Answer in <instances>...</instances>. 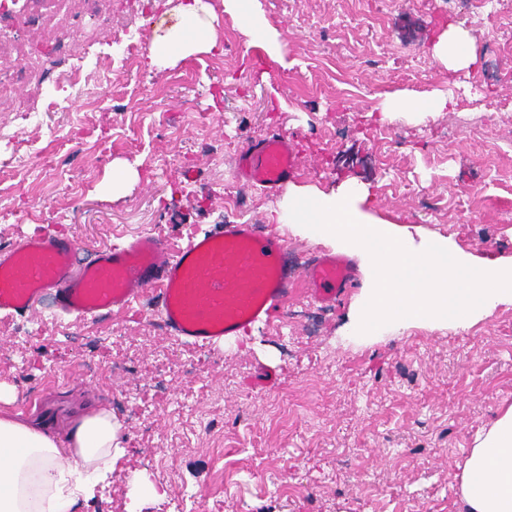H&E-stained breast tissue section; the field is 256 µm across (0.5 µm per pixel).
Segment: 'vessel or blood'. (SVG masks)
<instances>
[{"instance_id": "obj_1", "label": "vessel or blood", "mask_w": 512, "mask_h": 512, "mask_svg": "<svg viewBox=\"0 0 512 512\" xmlns=\"http://www.w3.org/2000/svg\"><path fill=\"white\" fill-rule=\"evenodd\" d=\"M299 173L297 146L280 134L248 144L234 159L237 180L270 193ZM294 275L281 237L252 224L219 225L173 255L146 233L85 261L73 242L43 235L0 251V312L31 315L49 298L59 313L96 316L151 293L171 334L213 346L270 323L294 291L332 305L359 285L352 260L327 250L314 254L302 280Z\"/></svg>"}]
</instances>
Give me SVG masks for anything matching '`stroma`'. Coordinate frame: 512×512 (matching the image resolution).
<instances>
[{
	"instance_id": "35a3bbf8",
	"label": "stroma",
	"mask_w": 512,
	"mask_h": 512,
	"mask_svg": "<svg viewBox=\"0 0 512 512\" xmlns=\"http://www.w3.org/2000/svg\"><path fill=\"white\" fill-rule=\"evenodd\" d=\"M222 50L165 70L146 63L168 0H110L45 41L40 64L68 54L114 69L94 111L0 114V243L51 230L82 255L142 233L177 249L192 233L254 223L287 240L296 267L333 240L273 224L284 192L237 181L234 155L277 132L311 156L293 187L367 186L362 208L415 247L445 242L477 263L512 264V0H256L290 66L257 67L222 0ZM457 24L474 68L432 55ZM451 92L449 111L397 112L390 94ZM66 138L51 144V128ZM38 157L42 192L11 168ZM133 180L119 179L123 170ZM337 307L294 295L273 325L212 348L168 333L148 300L97 319L0 314V386L10 411L66 438L110 409L125 450L77 512H461L454 476L477 431L512 404V300L463 328L390 323L358 333L363 284ZM273 368L272 388H252ZM145 478L161 498L138 495Z\"/></svg>"
}]
</instances>
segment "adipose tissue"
<instances>
[{"label":"adipose tissue","instance_id":"1","mask_svg":"<svg viewBox=\"0 0 512 512\" xmlns=\"http://www.w3.org/2000/svg\"><path fill=\"white\" fill-rule=\"evenodd\" d=\"M224 10L237 18L248 45L265 48L273 63L287 67L254 0H224ZM170 13L171 23L150 37V67L167 69L183 57L220 48L211 0H176ZM432 54L451 71L475 62L468 31L455 25L438 36ZM122 453L111 411L84 416L63 440L0 411V512H73L109 477ZM456 481L463 512H512V405L477 432Z\"/></svg>","mask_w":512,"mask_h":512}]
</instances>
